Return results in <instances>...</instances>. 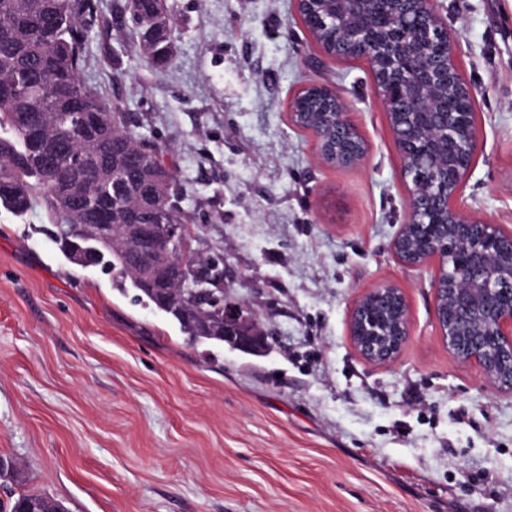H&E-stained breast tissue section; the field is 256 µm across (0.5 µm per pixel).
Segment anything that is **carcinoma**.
Listing matches in <instances>:
<instances>
[{"mask_svg":"<svg viewBox=\"0 0 512 512\" xmlns=\"http://www.w3.org/2000/svg\"><path fill=\"white\" fill-rule=\"evenodd\" d=\"M130 16L128 40L153 69L175 54L168 0H117ZM93 22L88 0H0V208L22 217L44 208L60 252L82 268L98 267L134 301L175 322L188 340L224 345V292L210 280L224 253L204 246L174 203L176 180L159 150L127 113L82 79L81 27ZM336 18L309 28L328 43ZM114 224H182L164 247L176 264L174 301L163 303L146 281V256ZM37 508L20 491L7 512Z\"/></svg>","mask_w":512,"mask_h":512,"instance_id":"cac0c4a2","label":"carcinoma"}]
</instances>
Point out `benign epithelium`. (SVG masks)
I'll return each mask as SVG.
<instances>
[{
	"mask_svg": "<svg viewBox=\"0 0 512 512\" xmlns=\"http://www.w3.org/2000/svg\"><path fill=\"white\" fill-rule=\"evenodd\" d=\"M299 16L336 6V40L326 55L363 59L372 71L373 91L386 111L407 184L405 219L392 240L396 257L410 267L438 262L433 283L441 335L457 358L478 366L485 379L512 392V233L477 218L460 199L478 146L477 113L454 112L448 102L472 97L458 65V43L438 0H296ZM401 26L417 38L396 40ZM308 88L328 92L332 105L303 123L289 109L294 126L310 132L318 160L354 168L369 145L349 117V105L332 85ZM448 133V167L430 133ZM380 317L381 332L369 321ZM244 308L224 306V342L249 353L269 350V336L253 326ZM350 336L370 362H392L408 341V305L397 286L368 289L353 309Z\"/></svg>",
	"mask_w": 512,
	"mask_h": 512,
	"instance_id": "7a95c632",
	"label": "benign epithelium"
}]
</instances>
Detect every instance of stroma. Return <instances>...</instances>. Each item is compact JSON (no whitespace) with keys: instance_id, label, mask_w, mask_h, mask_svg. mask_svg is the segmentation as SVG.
I'll list each match as a JSON object with an SVG mask.
<instances>
[{"instance_id":"obj_1","label":"stroma","mask_w":512,"mask_h":512,"mask_svg":"<svg viewBox=\"0 0 512 512\" xmlns=\"http://www.w3.org/2000/svg\"><path fill=\"white\" fill-rule=\"evenodd\" d=\"M93 0L84 82L161 149L224 300L273 335L252 356L195 345L160 313L68 262L41 207L0 211V456L67 512H512V392L448 349L435 264L391 242L407 187L368 63L327 56L295 0H169L177 53L149 69ZM476 95L462 198L512 232V0H438ZM335 86L369 144L319 162L289 102ZM400 287L409 339L368 362L349 335L376 285Z\"/></svg>"}]
</instances>
